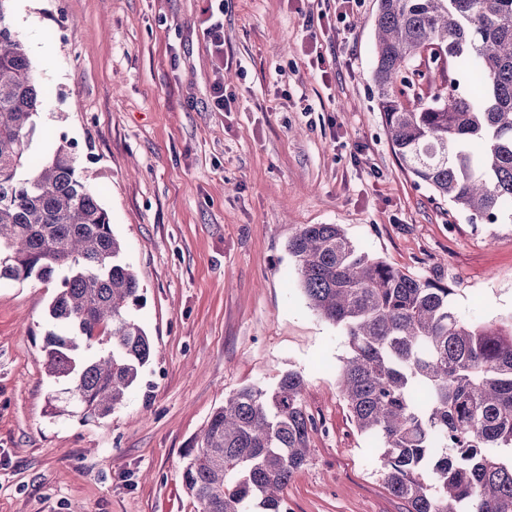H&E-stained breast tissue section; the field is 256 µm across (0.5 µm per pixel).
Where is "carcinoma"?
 Instances as JSON below:
<instances>
[{
  "label": "carcinoma",
  "instance_id": "carcinoma-1",
  "mask_svg": "<svg viewBox=\"0 0 512 512\" xmlns=\"http://www.w3.org/2000/svg\"><path fill=\"white\" fill-rule=\"evenodd\" d=\"M373 81L393 151L472 224L512 223V0H378ZM41 102L12 0H0V281L57 277L47 374L83 418L124 403L151 357L137 275L75 145L28 168ZM288 254L310 306L351 354L337 384L404 512H512V327L462 320L451 290L362 251L339 224H303ZM305 380L244 387L186 449L198 512H286L317 425Z\"/></svg>",
  "mask_w": 512,
  "mask_h": 512
}]
</instances>
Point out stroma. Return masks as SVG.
I'll use <instances>...</instances> for the list:
<instances>
[{
	"label": "stroma",
	"mask_w": 512,
	"mask_h": 512,
	"mask_svg": "<svg viewBox=\"0 0 512 512\" xmlns=\"http://www.w3.org/2000/svg\"><path fill=\"white\" fill-rule=\"evenodd\" d=\"M208 5L29 0L45 93L30 153L76 142L153 350L111 416H51L67 404L45 370L54 287L0 284V512H197L185 449L236 391L291 370L318 429L288 512H402L336 384L347 338L309 306L288 254L300 225H341L370 256L441 278L465 320L512 323V224L449 215L388 142L372 94L378 0L342 37L313 34L323 0H224L220 61Z\"/></svg>",
	"instance_id": "1"
}]
</instances>
